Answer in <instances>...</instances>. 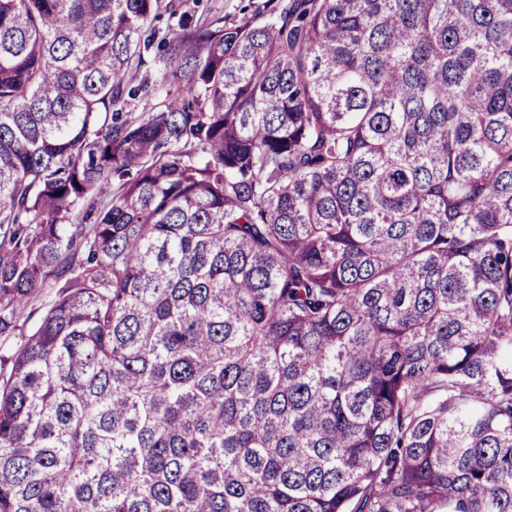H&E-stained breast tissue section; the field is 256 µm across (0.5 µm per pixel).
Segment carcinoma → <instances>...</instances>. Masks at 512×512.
<instances>
[{"label":"carcinoma","mask_w":512,"mask_h":512,"mask_svg":"<svg viewBox=\"0 0 512 512\" xmlns=\"http://www.w3.org/2000/svg\"><path fill=\"white\" fill-rule=\"evenodd\" d=\"M509 350L512 0H0V512H512ZM201 7L199 8V13L202 8L207 7L212 9V12L215 10L224 11V15L230 17H242L241 9L248 5H253L250 8V11L254 9V6H257L263 2V0H202L199 1ZM253 2V4H251Z\"/></svg>","instance_id":"obj_1"}]
</instances>
